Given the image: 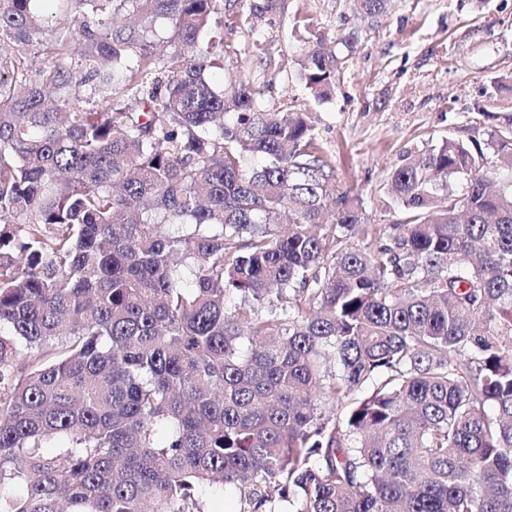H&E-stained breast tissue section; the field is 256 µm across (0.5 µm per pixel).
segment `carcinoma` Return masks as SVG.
Segmentation results:
<instances>
[{"label": "carcinoma", "instance_id": "cac0c4a2", "mask_svg": "<svg viewBox=\"0 0 512 512\" xmlns=\"http://www.w3.org/2000/svg\"><path fill=\"white\" fill-rule=\"evenodd\" d=\"M222 9L0 0V370L36 352L0 512H512V124L409 154L364 224L309 113L211 80ZM203 498L208 512H235L240 509L239 497L232 491H226L224 495L217 490L206 491Z\"/></svg>", "mask_w": 512, "mask_h": 512}]
</instances>
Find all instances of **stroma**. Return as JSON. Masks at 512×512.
Wrapping results in <instances>:
<instances>
[{"label": "stroma", "instance_id": "stroma-1", "mask_svg": "<svg viewBox=\"0 0 512 512\" xmlns=\"http://www.w3.org/2000/svg\"><path fill=\"white\" fill-rule=\"evenodd\" d=\"M251 4L233 8L249 16ZM331 33L340 78L319 100L298 61ZM205 39L223 53L225 78L247 76L264 109L294 101L314 113L333 181L351 188L367 224L399 219L379 197L408 153L448 138L483 143L512 119V92L490 95L491 78L512 73V0H389L373 18L356 0H280L274 15L233 29L215 15Z\"/></svg>", "mask_w": 512, "mask_h": 512}]
</instances>
